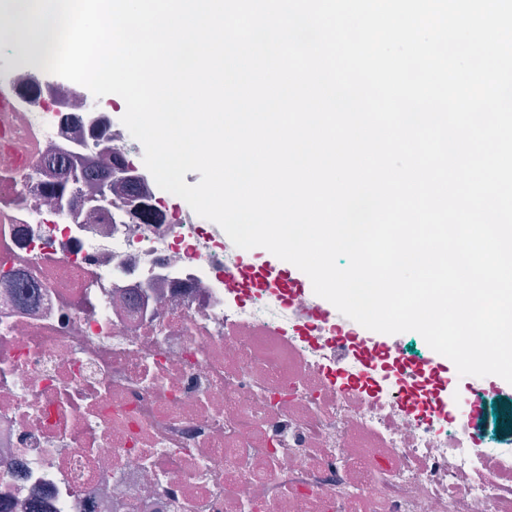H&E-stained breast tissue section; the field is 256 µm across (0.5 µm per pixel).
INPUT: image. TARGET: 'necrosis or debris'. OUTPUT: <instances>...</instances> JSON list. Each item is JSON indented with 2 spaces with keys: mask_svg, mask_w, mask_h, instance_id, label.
<instances>
[{
  "mask_svg": "<svg viewBox=\"0 0 512 512\" xmlns=\"http://www.w3.org/2000/svg\"><path fill=\"white\" fill-rule=\"evenodd\" d=\"M35 149L0 143V512H512V455L456 400L424 410L364 365L337 380L288 302L242 299L220 226L144 223L97 188L50 212L60 153L111 165L126 128L74 88L7 79ZM474 477L460 485L461 473Z\"/></svg>",
  "mask_w": 512,
  "mask_h": 512,
  "instance_id": "necrosis-or-debris-1",
  "label": "necrosis or debris"
}]
</instances>
